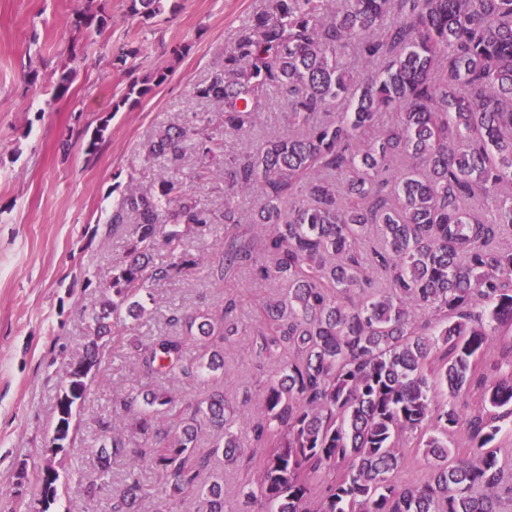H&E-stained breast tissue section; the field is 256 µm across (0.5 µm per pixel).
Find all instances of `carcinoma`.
<instances>
[{
	"label": "carcinoma",
	"instance_id": "cac0c4a2",
	"mask_svg": "<svg viewBox=\"0 0 512 512\" xmlns=\"http://www.w3.org/2000/svg\"><path fill=\"white\" fill-rule=\"evenodd\" d=\"M165 2L127 0V12L151 20ZM73 24L102 32L101 0H86ZM165 78L136 77L126 97L143 98ZM194 94L222 112V128L170 126L146 158L178 168L190 147L203 163L272 98L288 130L224 161L233 194L219 216L167 179L154 192L129 191L112 211L109 223L132 225V245L112 270L111 296L84 311L85 352L65 370L34 512L56 500V458L121 314L141 315L148 284L205 266L189 255L188 235L218 223L212 277L247 268L283 286L253 338L258 355L283 365L260 393L263 419L251 433L262 452L245 503L256 512H504L512 470L497 442L512 424V0H268ZM385 112L396 114L389 126L380 124ZM250 191L263 204L247 216L238 193ZM160 248L166 260L156 263ZM237 309L229 296L215 314L173 310L168 323L182 335L134 347L149 372L198 378L223 367L221 352L188 361L185 340L229 341L240 334ZM495 339L490 378L478 364ZM473 386L480 400L465 412L458 401ZM123 407L145 447L129 451L104 436L100 474L112 456L131 465L110 512H135L143 458L164 502L191 494L200 512H224L222 479L201 483L213 456L245 454L224 395L189 412L167 391L131 393ZM208 428L220 437L203 451ZM411 438L425 462L415 484L396 479Z\"/></svg>",
	"mask_w": 512,
	"mask_h": 512
}]
</instances>
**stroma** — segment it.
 Segmentation results:
<instances>
[{"label":"stroma","instance_id":"stroma-1","mask_svg":"<svg viewBox=\"0 0 512 512\" xmlns=\"http://www.w3.org/2000/svg\"><path fill=\"white\" fill-rule=\"evenodd\" d=\"M84 3L0 0V512H11L35 490L57 422L65 365L84 351L82 311L103 300L113 268L127 258L130 227L107 229L113 207L130 190L151 189L164 178L186 183L199 171L198 198L220 212L228 192L225 159L255 150L286 128L283 112L272 108L248 135L225 136L205 171L191 152L176 169L160 158L144 160L145 145L168 126L221 124L219 109L192 91L223 66L238 28L266 0H168L164 14L148 22L129 16L126 0H106L108 29L91 45L72 26ZM123 46L137 55L120 68L111 59ZM66 66L73 70L71 84L58 95L55 85ZM157 70L167 75L159 87L140 100L127 98L130 75ZM104 121V142L87 154L91 133ZM280 290L245 272L219 281L203 269L141 293L140 319L106 353L84 405L73 412L74 440L60 455L51 512H110L127 459H112L95 496H87L79 476L97 469L100 422L111 423L127 447H143L144 435L122 406L128 393L166 389L191 405L221 392L242 422L259 420L258 395L279 367L246 346L249 332L267 324L265 300ZM228 295L236 297L247 333L223 346V368L193 381L143 370L131 340L172 334L171 310L212 311ZM211 470L223 478L226 512H246L240 489L254 480V465L244 459L231 465L219 456Z\"/></svg>","mask_w":512,"mask_h":512}]
</instances>
